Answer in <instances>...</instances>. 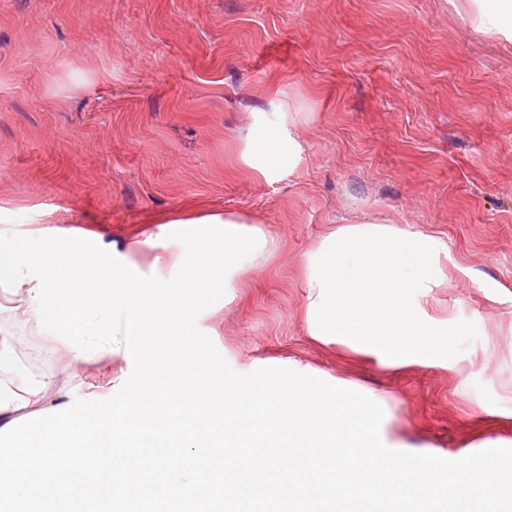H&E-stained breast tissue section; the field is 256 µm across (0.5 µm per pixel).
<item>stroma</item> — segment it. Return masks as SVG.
Segmentation results:
<instances>
[{"mask_svg": "<svg viewBox=\"0 0 512 512\" xmlns=\"http://www.w3.org/2000/svg\"><path fill=\"white\" fill-rule=\"evenodd\" d=\"M261 124L300 144L264 176L240 160ZM200 211L275 242L197 318L234 371L370 392L397 451L512 448V43L450 0H0V234L62 228L144 272L159 219ZM358 223L447 245L423 308L476 324L464 352L389 366L310 334L303 260ZM0 332L13 380L49 383L61 410L132 371L20 316Z\"/></svg>", "mask_w": 512, "mask_h": 512, "instance_id": "1", "label": "stroma"}]
</instances>
